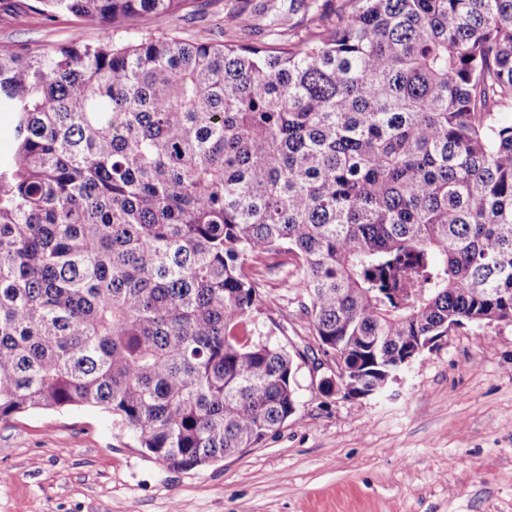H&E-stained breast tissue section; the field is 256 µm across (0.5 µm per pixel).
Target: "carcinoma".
<instances>
[{"mask_svg":"<svg viewBox=\"0 0 512 512\" xmlns=\"http://www.w3.org/2000/svg\"><path fill=\"white\" fill-rule=\"evenodd\" d=\"M36 2L104 28L0 50L1 420L100 406L178 471L254 447L298 408L275 256L325 396L512 324V0H289L260 46L146 31L192 0Z\"/></svg>","mask_w":512,"mask_h":512,"instance_id":"carcinoma-1","label":"carcinoma"}]
</instances>
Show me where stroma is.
<instances>
[{
    "label": "stroma",
    "instance_id": "35a3bbf8",
    "mask_svg": "<svg viewBox=\"0 0 512 512\" xmlns=\"http://www.w3.org/2000/svg\"><path fill=\"white\" fill-rule=\"evenodd\" d=\"M32 0L0 7V49L96 38V23L45 20ZM237 0H196L184 18L151 20L198 40L263 44L277 21L303 14L244 12L222 35ZM264 321L274 341L311 357L299 364L298 410L256 447L198 470L174 471L113 427L98 407L0 420V512H512V325L450 331L380 397L318 389L319 344L285 268L265 277Z\"/></svg>",
    "mask_w": 512,
    "mask_h": 512
}]
</instances>
